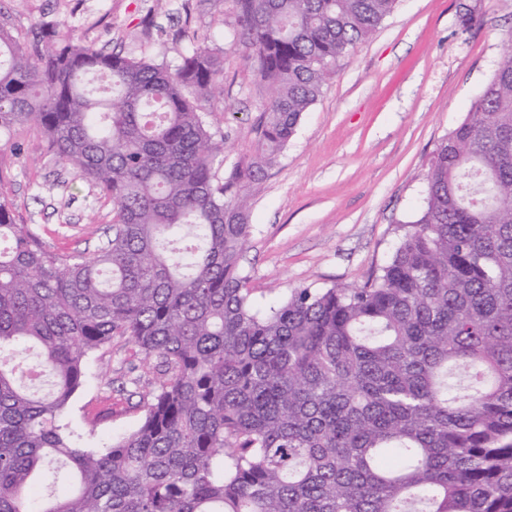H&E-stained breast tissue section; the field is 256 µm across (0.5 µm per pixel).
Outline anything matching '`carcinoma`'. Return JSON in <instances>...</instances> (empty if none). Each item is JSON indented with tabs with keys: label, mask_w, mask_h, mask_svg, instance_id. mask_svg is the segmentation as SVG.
Here are the masks:
<instances>
[{
	"label": "carcinoma",
	"mask_w": 512,
	"mask_h": 512,
	"mask_svg": "<svg viewBox=\"0 0 512 512\" xmlns=\"http://www.w3.org/2000/svg\"><path fill=\"white\" fill-rule=\"evenodd\" d=\"M231 2L228 36L273 95L221 183L220 49L172 64L0 23V135L35 125L113 204L87 257L0 200V512H512V61L437 146L378 272L260 309L251 188L397 0ZM116 336L159 379L141 425L100 449L66 413ZM50 468L76 490L37 501Z\"/></svg>",
	"instance_id": "carcinoma-1"
}]
</instances>
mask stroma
<instances>
[{"label": "stroma", "instance_id": "1", "mask_svg": "<svg viewBox=\"0 0 512 512\" xmlns=\"http://www.w3.org/2000/svg\"><path fill=\"white\" fill-rule=\"evenodd\" d=\"M12 34L31 38L68 23L106 51L174 62L189 42L221 48V96L209 120L224 134L218 176L249 154L253 124L270 98L245 47L225 39L230 0H0ZM512 60V0H399L340 63L276 166L251 194L242 266L259 302L298 286L363 285L393 252L423 201L437 145L465 117L492 72ZM0 144V198L17 223L49 245L92 254L112 219L109 198L64 165L42 132L17 128ZM116 338L89 361L71 402V427L93 445L136 430L156 387L131 369Z\"/></svg>", "mask_w": 512, "mask_h": 512}]
</instances>
